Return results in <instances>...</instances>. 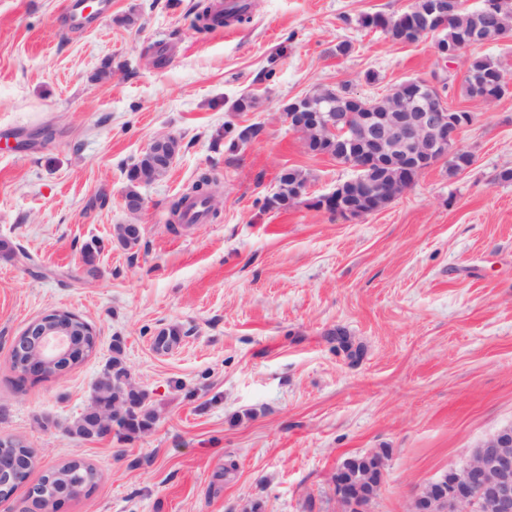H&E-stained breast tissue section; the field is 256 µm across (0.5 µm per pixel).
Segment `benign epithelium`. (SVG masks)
I'll use <instances>...</instances> for the list:
<instances>
[{
    "label": "benign epithelium",
    "instance_id": "benign-epithelium-1",
    "mask_svg": "<svg viewBox=\"0 0 512 512\" xmlns=\"http://www.w3.org/2000/svg\"><path fill=\"white\" fill-rule=\"evenodd\" d=\"M458 10L457 0H428L417 30L435 34L439 59L452 63L462 52L448 46L444 32ZM438 77L405 81L391 88L387 97H395L399 107L394 112H322L314 109L311 99L302 95L285 107L289 128L306 135V128L295 121L301 109L313 110L325 138L347 148L345 166L355 175L336 184L322 199L336 214L357 218L379 211L385 201H393L396 188L407 190L417 176L440 162L453 166L464 153L459 146V134L471 120L466 114L449 106ZM48 319L34 325L39 346L35 350L15 340L13 348L25 359L27 374L41 376L52 368L51 363L63 355L69 337L75 333L73 314L51 311ZM19 461L0 453V486H8ZM449 512H477L480 500H486L499 512H512V425L490 437L463 468L452 471L440 481Z\"/></svg>",
    "mask_w": 512,
    "mask_h": 512
}]
</instances>
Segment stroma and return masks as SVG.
Masks as SVG:
<instances>
[{
	"label": "stroma",
	"mask_w": 512,
	"mask_h": 512,
	"mask_svg": "<svg viewBox=\"0 0 512 512\" xmlns=\"http://www.w3.org/2000/svg\"><path fill=\"white\" fill-rule=\"evenodd\" d=\"M253 2L233 31L200 34L196 0H112L72 34L66 0H0V136L10 141L0 242L18 252L0 254V439L37 460L0 512H30L39 477L74 458L99 481L56 512H241L251 501L343 512L339 467L380 449L372 512H411L417 493L512 424V183L497 179L512 168V93H461L469 57L512 76V41L447 65L434 37L394 44L358 24L411 0ZM164 45L174 54L155 64ZM106 61L112 74L97 79ZM435 74L447 102L472 115L459 140L472 165L452 175L438 164L365 217L314 207L353 171L308 153L285 106L319 85L376 98ZM244 96L254 108L236 111ZM250 125L259 134L225 150V129ZM168 136L180 143L171 168L141 186L144 208L129 213L130 169ZM288 168L311 175L302 203L267 208ZM204 171L220 180L219 217L173 222L172 200ZM120 224L140 226L137 245L118 243ZM53 309L88 321L97 342L64 375L37 381L13 369L11 344ZM170 327L179 342L156 351ZM339 327L360 357L332 340ZM116 340L153 426L130 439L66 435Z\"/></svg>",
	"instance_id": "35a3bbf8"
}]
</instances>
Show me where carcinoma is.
<instances>
[{"mask_svg":"<svg viewBox=\"0 0 512 512\" xmlns=\"http://www.w3.org/2000/svg\"><path fill=\"white\" fill-rule=\"evenodd\" d=\"M195 20L193 27L198 33H207L214 26L225 23V20L212 14L211 5L206 0H199L194 6ZM480 22L472 11L467 9L455 13L453 24L448 28V40L458 42ZM359 25L367 30H375L383 33L390 42L399 44L402 36L413 29L411 20L406 13L397 15H385L382 13L364 14L358 19ZM486 35L496 40L502 37L512 38V0H501V6L493 15L487 25ZM499 66L488 57H475L469 61L466 76L463 83L465 97L474 98L473 81L484 79L490 86L497 79ZM167 170H153L150 168V158L142 156L131 168L128 178L130 185L128 192L138 191L142 182L148 183L162 179ZM309 174L299 169H288L279 176V188L271 197L267 198L266 206L270 209L286 208L292 204L288 198L291 192L290 186L308 182ZM217 185V180L208 173L201 174L192 185L191 191L182 195L171 204L172 214L180 213L185 201L191 196H198L205 202L212 200L211 188ZM84 335L71 338V348L68 357L62 362L71 367L83 361L95 348L97 336L94 328L86 321L77 323ZM180 331L174 327L164 329L154 339V347L158 351H166L178 342ZM112 402V408L120 411L121 416L117 421V435L123 438H132L148 431L155 421V413L147 404V394L134 387L130 372L122 357L121 342L116 340L112 344V359L106 365L98 377L89 406L85 412L67 425L64 432L83 439H91L101 435L98 427L99 413L102 402ZM18 456L24 462L23 468L16 474L12 485L21 483L30 471L36 466V457L32 450L15 440H0V452ZM386 456V453L370 452L353 458L347 462V466L361 487H371L379 484L381 480L378 469V459ZM98 473L89 463L74 459L57 468L51 469L42 475L36 488L40 489L42 496L38 508L43 512H52L56 506V494L67 483H77L86 489H91L97 484Z\"/></svg>","mask_w":512,"mask_h":512,"instance_id":"1","label":"carcinoma"}]
</instances>
